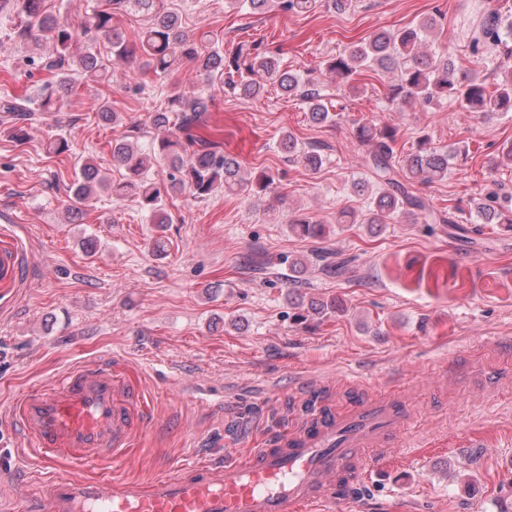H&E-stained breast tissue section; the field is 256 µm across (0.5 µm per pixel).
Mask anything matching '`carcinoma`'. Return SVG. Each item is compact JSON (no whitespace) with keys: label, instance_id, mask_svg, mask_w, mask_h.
<instances>
[{"label":"carcinoma","instance_id":"cac0c4a2","mask_svg":"<svg viewBox=\"0 0 512 512\" xmlns=\"http://www.w3.org/2000/svg\"><path fill=\"white\" fill-rule=\"evenodd\" d=\"M229 4L251 15L269 11L302 14L314 10L320 0H229ZM121 12L147 18L146 27L132 42L112 28V18ZM3 23L13 26L17 37L34 40L37 50L48 45L47 57L39 63L50 77L30 85L21 95L0 98V113L12 122L10 136L19 143L27 139L28 127L41 118V113L64 109L76 82L84 79L102 83L109 79L110 64L117 65L135 54L143 57L145 66L159 77L170 75L188 61L208 86L220 84L234 95L254 99L262 94L265 86L271 85L284 95L301 98L312 122L321 124L335 119L308 80L281 66L278 52L257 40H241L226 53L214 35L208 32L197 38L190 35L183 27L181 16L165 8L164 0L95 2L85 16L81 31L108 40L110 58L106 63L91 52L81 55L72 52L77 32L47 8L46 0H0V25ZM438 25L439 17L431 14L408 27L378 30L328 61L327 71L353 92L358 87L350 84V80L356 75L368 70L391 75L386 87V100L391 106L413 103L428 108L450 100L478 113L481 119L512 112V68L498 69L496 81L487 83L477 75V69L455 67L448 53L427 47L428 34ZM511 41L512 16L499 4L483 14L478 36L471 41L472 53L485 62L487 57L481 48L492 45L500 48L501 53L512 55ZM210 102L211 98L201 93L191 95L173 87L168 92L167 106L148 116L149 127L154 130L149 150L125 137L112 140V163L126 173L122 182L112 184L89 159H83L70 186V205L66 208L70 219L78 218L81 206L101 193L110 194L116 201L132 198L149 223L168 224L170 216L162 203L164 193L187 190L195 198H204L220 188L234 193L247 185L256 196L271 190L276 182L273 172L261 170L246 182L236 157L207 142L195 149V140L181 137L209 110ZM96 118L109 127L121 121L120 113L113 111L107 101L99 105ZM397 135V129L388 125L363 123L354 128L355 138L367 146L361 166L371 172L378 191L363 220H358L353 212L341 210L336 214V223L361 222L380 227L411 214L423 224L448 225L454 236L478 235L486 228L496 227L512 232V210L498 203L495 192L471 199L469 228L462 226V221L452 212L446 215L436 212L426 199L415 194L413 183L448 179L450 161L456 160L462 150L437 149L424 136L418 139L414 150L400 155L396 150ZM279 147L288 154V160H297L311 171L323 164L320 153L303 147L290 133L284 135ZM69 150L68 139L60 134L49 136L45 142V152L49 154L59 155ZM152 160L165 165V179L160 184L149 176ZM288 224L303 237H322L326 233V225L313 224L304 214L293 216Z\"/></svg>","mask_w":512,"mask_h":512}]
</instances>
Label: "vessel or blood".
Returning a JSON list of instances; mask_svg holds the SVG:
<instances>
[{"instance_id":"vessel-or-blood-1","label":"vessel or blood","mask_w":512,"mask_h":512,"mask_svg":"<svg viewBox=\"0 0 512 512\" xmlns=\"http://www.w3.org/2000/svg\"><path fill=\"white\" fill-rule=\"evenodd\" d=\"M145 400L143 387L106 362L27 391L10 421L45 474L29 497L33 512H312L379 469L420 418L402 392L355 393L343 408L289 424L262 447L188 463L171 477L55 475L63 460L133 464L136 436L149 425Z\"/></svg>"}]
</instances>
